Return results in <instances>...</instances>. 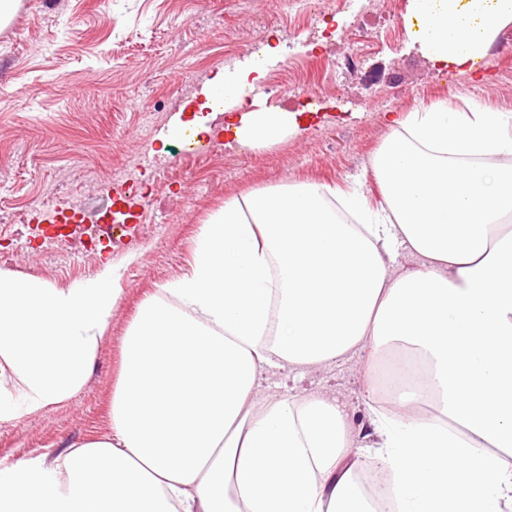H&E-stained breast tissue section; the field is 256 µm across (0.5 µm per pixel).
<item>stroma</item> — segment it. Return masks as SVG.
<instances>
[{
  "mask_svg": "<svg viewBox=\"0 0 512 512\" xmlns=\"http://www.w3.org/2000/svg\"><path fill=\"white\" fill-rule=\"evenodd\" d=\"M412 0L363 15L361 31L337 24L312 28L289 13L286 0H21L0 30V239L13 253L7 271L67 285L90 277L105 261L126 262L124 291L98 349L89 379L72 399L0 422V471L54 456L71 444L111 429L109 406L122 362L123 339L140 302L187 268L194 240L226 198L284 183L351 185L369 168L390 130L387 112H411L447 103L459 112L480 107L512 115V51L492 45L482 82L434 66L399 30ZM305 36L309 47L285 53L268 77L286 85L318 73L326 57L372 40V64L383 74L368 83L345 73L324 84L310 128L268 150L237 144L220 130L222 156L187 161L180 178L159 187L153 201L129 184L88 195L77 229L58 255L40 249L32 230H52L36 201L43 191L68 211L84 174L111 178L141 151L144 107L166 104L167 117L189 113L204 80L225 66L224 51L242 34ZM122 211L102 246L85 249L105 211ZM135 262H128L130 253ZM354 355L299 373L265 368L262 390L280 400L318 390L335 396L355 424L368 415V381Z\"/></svg>",
  "mask_w": 512,
  "mask_h": 512,
  "instance_id": "obj_1",
  "label": "stroma"
}]
</instances>
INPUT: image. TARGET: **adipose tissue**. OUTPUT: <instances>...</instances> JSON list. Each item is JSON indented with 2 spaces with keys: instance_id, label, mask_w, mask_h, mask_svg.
Here are the masks:
<instances>
[{
  "instance_id": "adipose-tissue-1",
  "label": "adipose tissue",
  "mask_w": 512,
  "mask_h": 512,
  "mask_svg": "<svg viewBox=\"0 0 512 512\" xmlns=\"http://www.w3.org/2000/svg\"><path fill=\"white\" fill-rule=\"evenodd\" d=\"M512 0H413V42L478 75ZM282 54L216 73L190 123L269 149L312 121L254 94ZM361 188L286 184L225 200L189 269L145 298L123 341L111 432L0 475V512H376L379 460L399 512H512V117L436 103L391 120ZM413 268L396 269L399 254ZM124 288L105 263L57 285L0 271V421L87 383ZM411 355L412 408L370 404L357 433L320 393L260 399L266 367Z\"/></svg>"
}]
</instances>
